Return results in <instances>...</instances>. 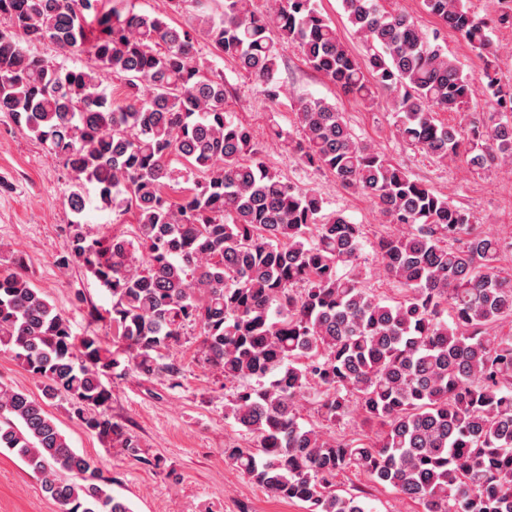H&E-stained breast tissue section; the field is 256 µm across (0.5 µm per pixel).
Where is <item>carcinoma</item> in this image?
Here are the masks:
<instances>
[{
  "label": "carcinoma",
  "instance_id": "carcinoma-1",
  "mask_svg": "<svg viewBox=\"0 0 512 512\" xmlns=\"http://www.w3.org/2000/svg\"><path fill=\"white\" fill-rule=\"evenodd\" d=\"M385 0H342L365 53L354 55L317 0H166L187 4L199 32L239 70L279 96L284 48L366 104L392 99L397 135L439 163L477 169L512 164V119L468 134L437 119L486 100L512 107L497 77L491 38L512 27V7L479 19L465 0H423L425 9L484 60L478 90L405 13ZM0 112L63 163L76 220L69 250L109 284L107 310L119 346L75 336L68 319L19 270L0 274V347L52 400L69 397L86 430L140 457L135 436L105 409L104 379L130 371L180 385L173 357L183 329H200L208 367L234 384L225 416L256 434L224 457L271 496L307 512H367L339 495L349 468L420 501L425 512H512V269L506 243L473 231L470 213L352 134L324 99L297 102L298 134H273L308 167L373 200L396 232L380 238V270L401 288L389 303L358 266L363 229L323 214L314 189L294 185L261 157L248 126L228 110L224 78L197 61L192 29L111 0H0ZM62 59L38 53L45 43ZM86 53L93 64L70 67ZM120 80L124 104L104 83ZM180 162L193 187L170 194ZM99 209L133 213L136 237L104 242L83 228L86 188ZM337 426L353 415L381 426L370 445L300 423L302 401ZM0 448L17 455L61 512H132L103 468L77 453L44 402L0 384Z\"/></svg>",
  "mask_w": 512,
  "mask_h": 512
}]
</instances>
